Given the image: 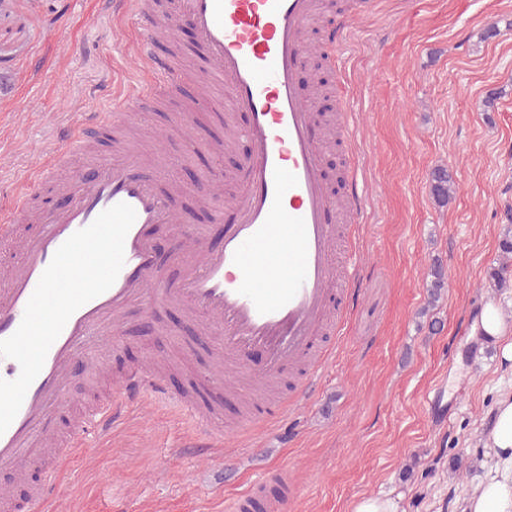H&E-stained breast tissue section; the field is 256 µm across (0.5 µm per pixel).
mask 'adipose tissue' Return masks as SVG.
Returning <instances> with one entry per match:
<instances>
[{
  "instance_id": "adipose-tissue-1",
  "label": "adipose tissue",
  "mask_w": 512,
  "mask_h": 512,
  "mask_svg": "<svg viewBox=\"0 0 512 512\" xmlns=\"http://www.w3.org/2000/svg\"><path fill=\"white\" fill-rule=\"evenodd\" d=\"M491 440L502 468L480 482L464 512H512V396L498 403Z\"/></svg>"
}]
</instances>
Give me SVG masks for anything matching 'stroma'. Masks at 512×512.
Listing matches in <instances>:
<instances>
[{"label": "stroma", "mask_w": 512, "mask_h": 512, "mask_svg": "<svg viewBox=\"0 0 512 512\" xmlns=\"http://www.w3.org/2000/svg\"><path fill=\"white\" fill-rule=\"evenodd\" d=\"M336 23L327 15L309 37L336 46L335 61L323 64L326 94L336 108L349 99L355 139L328 143L327 156L340 170L358 168L367 217L352 234L362 264L355 299L319 342L333 367L312 390L297 375L281 380L275 393L287 424L205 432L214 457L188 451L192 419L149 400L130 405L106 439L90 436L60 459L57 492L43 512H229L232 498L277 461L287 462L294 483L281 512H353L367 496L399 497L400 512H463L496 468L488 429L500 397L512 392V369L470 323L494 304L512 340V285L491 280L512 208V0H376L371 15L344 31ZM136 45L130 17L104 11L103 0H0V224L52 158L60 182L35 193L38 208L64 206L75 171L120 159L127 148L141 152L142 172L152 175L162 148L173 169L169 204L181 221L147 233L162 278L174 280L173 239L197 231L208 248L223 246L234 215L226 210L217 224L211 214L238 192L247 144L238 141L220 165L205 144L248 116L223 119L190 94L99 130L86 153H69L62 129L93 112L114 113L144 85ZM179 110L189 111L192 126L175 122ZM439 166L456 180L445 204L430 192ZM218 167L225 179L215 198L202 199L199 188ZM437 264L446 283L434 302ZM192 326L179 304L153 314L131 307L104 370L86 358L73 365L60 424L137 362L157 364L180 392L202 383L218 355ZM441 381L448 415L437 426L425 397Z\"/></svg>", "instance_id": "obj_1"}]
</instances>
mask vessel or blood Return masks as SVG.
Segmentation results:
<instances>
[{
	"label": "vessel or blood",
	"mask_w": 512,
	"mask_h": 512,
	"mask_svg": "<svg viewBox=\"0 0 512 512\" xmlns=\"http://www.w3.org/2000/svg\"><path fill=\"white\" fill-rule=\"evenodd\" d=\"M110 6L136 22L137 57L151 75L148 85L120 101L124 113L145 111L159 96L184 94L185 75L156 53L155 44L161 37L176 40L180 17L190 20L203 51L204 75L218 87L207 97L208 111L249 116L243 128L226 129L228 142L241 138L249 145L239 164L244 189L231 201L235 220L224 227L223 248L193 256L184 239L174 240L170 260L182 271L175 282L157 278L155 247L145 234L146 225L177 220L163 190L166 163H159L149 181L141 176L136 156L104 161L92 172L73 176L67 207L39 214L23 202L15 207L13 219L37 222L39 228L18 243V269L0 283V340L16 332L43 272L70 236L116 204H128L136 213L114 284L71 315L17 415L0 433V470L21 474L32 461L44 462L28 512H41L54 495L58 459L83 447L87 435L107 434L121 416L122 405L103 401L57 448L47 447L58 432L54 412L64 400L73 364L90 342L105 348L117 343L121 318L133 303L185 305L223 338L225 369L240 370L251 353L259 352L265 361L262 377L272 380L308 357L315 336L327 326L335 280H342L345 300L354 294L358 256L349 254L343 272H336L338 228L327 223L326 214L342 203L354 222H362L364 189L353 175L345 182L344 197L335 198L323 175L319 127L297 91L307 25L319 11L334 10L335 0H179L174 12L159 0H111ZM118 390L124 403L152 397L198 425L217 427L214 404L171 391L154 366L131 369L119 378ZM286 416L281 406L261 403L245 420L254 425ZM272 485L282 495L291 493L287 464L267 470L233 501L231 512H278L280 500L267 494Z\"/></svg>",
	"instance_id": "b4317fda"
}]
</instances>
